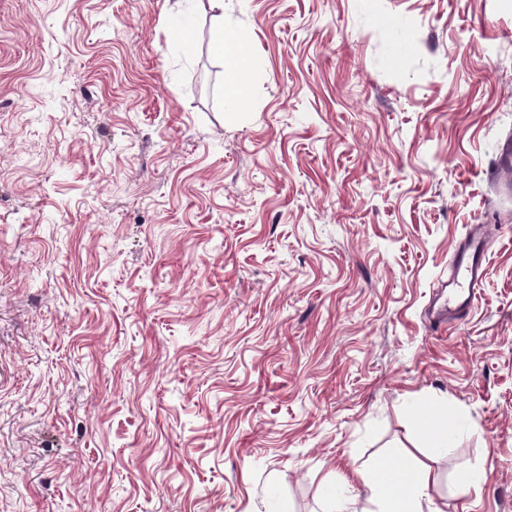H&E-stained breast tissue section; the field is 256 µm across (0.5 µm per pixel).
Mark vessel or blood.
<instances>
[{
	"label": "vessel or blood",
	"mask_w": 512,
	"mask_h": 512,
	"mask_svg": "<svg viewBox=\"0 0 512 512\" xmlns=\"http://www.w3.org/2000/svg\"><path fill=\"white\" fill-rule=\"evenodd\" d=\"M485 260V235L477 227L459 243L454 252L456 274L448 280V296L443 309L436 315L437 321H447L477 303L485 273Z\"/></svg>",
	"instance_id": "b4317fda"
}]
</instances>
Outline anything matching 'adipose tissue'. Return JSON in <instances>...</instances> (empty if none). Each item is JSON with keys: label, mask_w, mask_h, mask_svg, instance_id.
Returning <instances> with one entry per match:
<instances>
[{"label": "adipose tissue", "mask_w": 512, "mask_h": 512, "mask_svg": "<svg viewBox=\"0 0 512 512\" xmlns=\"http://www.w3.org/2000/svg\"><path fill=\"white\" fill-rule=\"evenodd\" d=\"M215 49L224 57V97L227 102H238L250 82L253 62L248 55L226 50L223 40H216ZM344 483L358 486L360 494L339 497L333 512H358V500L362 497L377 503L378 512H445L429 496L435 483L433 470L411 456L354 471Z\"/></svg>", "instance_id": "1"}]
</instances>
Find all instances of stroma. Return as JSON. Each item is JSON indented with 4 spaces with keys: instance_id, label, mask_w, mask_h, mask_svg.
<instances>
[{
    "instance_id": "1",
    "label": "stroma",
    "mask_w": 512,
    "mask_h": 512,
    "mask_svg": "<svg viewBox=\"0 0 512 512\" xmlns=\"http://www.w3.org/2000/svg\"><path fill=\"white\" fill-rule=\"evenodd\" d=\"M510 138L512 0H0V512H512ZM215 50L224 57V97L229 103H238L248 86L253 62L247 54L237 51H224V32H218ZM485 260V235L482 227L477 226L459 243L454 252L453 264L456 273L454 277L448 278V283H445L448 296L443 309L435 316L437 322L441 323L450 317H457L477 303L485 273ZM344 483L346 486H359L358 494L339 497L333 512H369L357 510L361 497L377 503V512H446L429 497L428 490L435 483L433 470L412 456L355 470L344 479Z\"/></svg>"
}]
</instances>
